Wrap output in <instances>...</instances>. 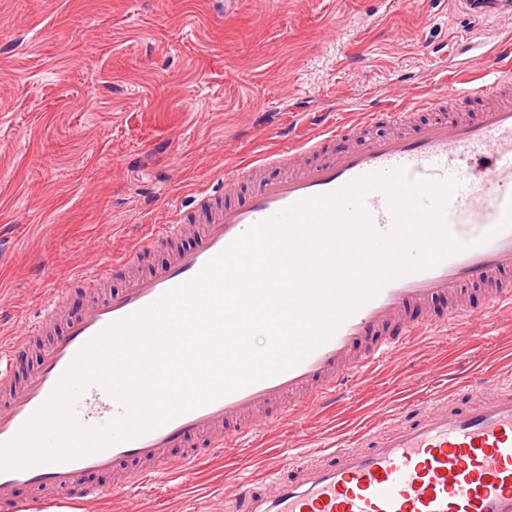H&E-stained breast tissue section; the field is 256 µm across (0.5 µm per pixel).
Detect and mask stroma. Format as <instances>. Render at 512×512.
<instances>
[{
    "instance_id": "35a3bbf8",
    "label": "stroma",
    "mask_w": 512,
    "mask_h": 512,
    "mask_svg": "<svg viewBox=\"0 0 512 512\" xmlns=\"http://www.w3.org/2000/svg\"><path fill=\"white\" fill-rule=\"evenodd\" d=\"M478 30L448 0H0V333L21 335L58 284L70 309L89 302L79 274L322 114L350 121L440 91ZM474 376L512 385V311L433 329L334 405L297 410L190 480L86 512H229L240 484L284 465L282 449L355 443Z\"/></svg>"
}]
</instances>
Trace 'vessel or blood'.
Instances as JSON below:
<instances>
[{
  "label": "vessel or blood",
  "mask_w": 512,
  "mask_h": 512,
  "mask_svg": "<svg viewBox=\"0 0 512 512\" xmlns=\"http://www.w3.org/2000/svg\"><path fill=\"white\" fill-rule=\"evenodd\" d=\"M470 23L512 15V0H455ZM481 52L459 68L497 69L492 80L470 91L449 78L440 94L401 109L373 105L360 126L325 125L323 131L271 155L239 165L232 178L250 184L245 203L217 205L192 244L180 242L183 213H174L109 273L124 272L123 287L66 308L68 288L56 290L25 335L0 339V444L12 441L50 399L82 347L113 323L141 312L188 282L252 226L309 198L333 194L372 174L404 170L413 181L456 179L444 209L449 233L465 250L437 265L397 277L351 313L336 332L292 368L257 380L204 406L182 413L130 440L58 462L0 470V507L23 512L19 488L47 490L56 503L84 506L102 500L109 485L96 475L124 466V487L149 482L163 471L191 478L205 457L223 455L259 430L300 407L334 399L353 377L370 371L439 322L512 309V28L479 43ZM427 120L413 121L414 113ZM383 127L362 138L359 127ZM343 141L333 150L335 141ZM288 174L269 178V163ZM366 207L373 229L390 234L394 218L387 196L370 192ZM176 250H168L171 240ZM167 260L145 274L131 266L157 250ZM476 294L482 307L463 299ZM48 336L36 365L18 374L24 347ZM122 405L100 384H89L73 406L85 429L106 427ZM233 512H512V386L469 381L465 395L416 405L389 426L366 432L353 447L296 457L262 482L241 485Z\"/></svg>",
  "instance_id": "vessel-or-blood-1"
}]
</instances>
